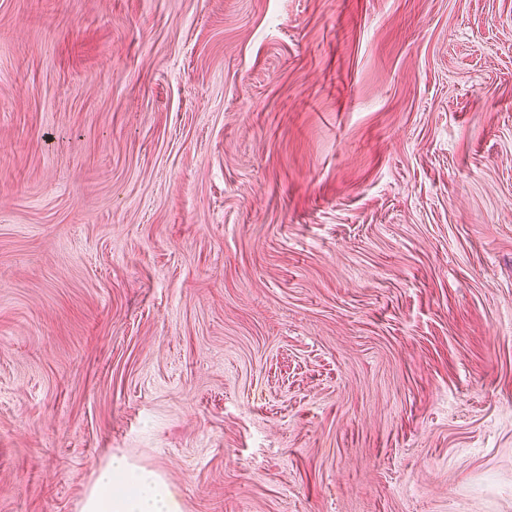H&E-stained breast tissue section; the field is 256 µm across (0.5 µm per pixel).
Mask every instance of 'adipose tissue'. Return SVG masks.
Listing matches in <instances>:
<instances>
[{
	"instance_id": "1",
	"label": "adipose tissue",
	"mask_w": 512,
	"mask_h": 512,
	"mask_svg": "<svg viewBox=\"0 0 512 512\" xmlns=\"http://www.w3.org/2000/svg\"><path fill=\"white\" fill-rule=\"evenodd\" d=\"M81 512H181V505L161 472L115 455L98 469Z\"/></svg>"
}]
</instances>
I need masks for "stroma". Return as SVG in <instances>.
Here are the masks:
<instances>
[{"label": "stroma", "mask_w": 512, "mask_h": 512, "mask_svg": "<svg viewBox=\"0 0 512 512\" xmlns=\"http://www.w3.org/2000/svg\"><path fill=\"white\" fill-rule=\"evenodd\" d=\"M115 454L512 512V0H0V512Z\"/></svg>", "instance_id": "1"}]
</instances>
